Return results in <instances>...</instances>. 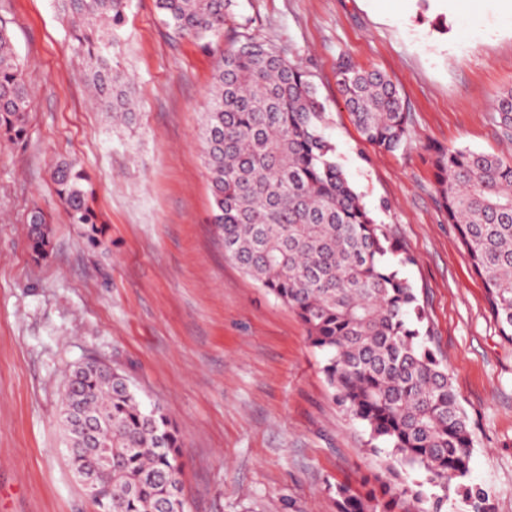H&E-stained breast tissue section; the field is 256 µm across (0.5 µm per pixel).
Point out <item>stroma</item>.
<instances>
[{
    "instance_id": "stroma-1",
    "label": "stroma",
    "mask_w": 512,
    "mask_h": 512,
    "mask_svg": "<svg viewBox=\"0 0 512 512\" xmlns=\"http://www.w3.org/2000/svg\"><path fill=\"white\" fill-rule=\"evenodd\" d=\"M248 32L301 66L325 105L336 160L399 264L474 432L470 477L512 512V343L439 206L435 147L506 152L494 120L512 88V0H239ZM32 96L25 145L0 140V512H94L59 419L74 366L95 358L159 404L183 441L187 512H337L383 455L333 402L296 313L225 256L209 222L201 126L212 51L176 35L156 0H128L112 45L138 104L115 123L88 97L56 0H0ZM351 59L386 74L410 116L393 152L357 131L336 87ZM78 160L107 221L90 247L68 223L52 165ZM53 219L35 260L32 207Z\"/></svg>"
}]
</instances>
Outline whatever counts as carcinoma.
I'll return each instance as SVG.
<instances>
[{
	"label": "carcinoma",
	"mask_w": 512,
	"mask_h": 512,
	"mask_svg": "<svg viewBox=\"0 0 512 512\" xmlns=\"http://www.w3.org/2000/svg\"><path fill=\"white\" fill-rule=\"evenodd\" d=\"M100 111L132 119L126 82L110 49L127 0H56ZM174 32L211 48L224 26L239 29L220 53L202 127L212 197L210 223L248 276L293 309L325 354L332 399L386 454L364 490L336 486L337 512H442L453 497L466 512H492L488 492L469 480L474 437L448 370L431 346L424 306L411 283L386 264L414 258L375 222L336 163L324 136V105L303 70L269 42L244 32L237 0H156ZM336 85L360 134L393 151L409 116L393 82L349 61ZM31 94L11 36L0 24V137L27 135ZM496 122L512 142V88L496 96ZM441 206L483 280L500 336L512 342V162L466 148L438 149ZM68 222L97 247L105 227L90 198V176L73 162L50 172ZM35 258L50 246L49 220L28 215ZM70 419L73 471L93 475L96 512H179L182 442L158 404H144L121 373L96 361L70 375L61 417ZM112 448V473L94 470L95 448ZM424 474L408 480V472Z\"/></svg>",
	"instance_id": "obj_1"
}]
</instances>
